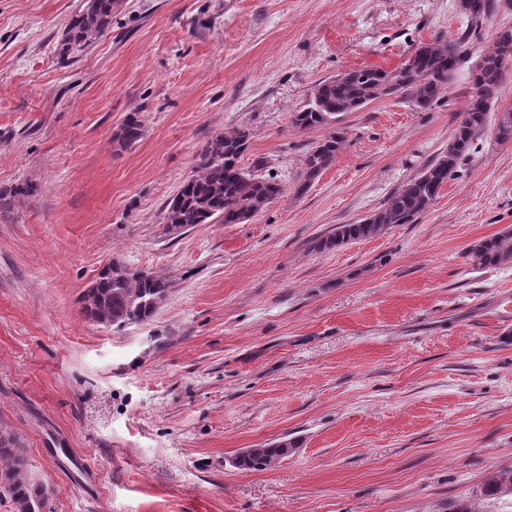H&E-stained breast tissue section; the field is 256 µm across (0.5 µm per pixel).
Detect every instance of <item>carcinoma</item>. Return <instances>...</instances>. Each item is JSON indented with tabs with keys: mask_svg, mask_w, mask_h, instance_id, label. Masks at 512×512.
<instances>
[{
	"mask_svg": "<svg viewBox=\"0 0 512 512\" xmlns=\"http://www.w3.org/2000/svg\"><path fill=\"white\" fill-rule=\"evenodd\" d=\"M122 0H84L83 8L68 24L56 50L65 60L82 52L104 36L112 15ZM475 8L468 13L470 27L459 40L444 43H422L411 50L396 68L370 67L353 69L320 81L302 106L291 113V124L300 131L330 127L336 118L356 112L378 99L402 94L418 110L426 111L448 89L461 55L474 48L473 38L494 9V0H473ZM512 67V28H504L493 44L483 50L480 63L473 70L474 83L481 91L477 100L468 99L460 119L448 140V147L439 157L425 165L386 202L368 217L352 224H338L320 238L319 251L335 249L352 240L368 238L392 224H413L438 197L440 188L455 175L468 157L474 140L488 126L492 104L498 100L501 85ZM145 134L139 113L129 112L113 134L121 148L140 141ZM495 138L512 141V110L502 115ZM249 131L236 128L214 136L200 156L197 171L185 180L176 195L167 203L165 230L180 228L186 232L200 224H239L242 218L265 210L285 191L274 174H253L242 169L239 161L248 150ZM343 132H332L319 140L306 153L298 185L302 191L329 167L342 149ZM466 257L480 268H492L512 259V231L480 240L469 246ZM167 279L149 270H132L114 261L100 270L94 281L89 304L83 306L85 316L104 328L117 331L149 321L159 303L167 297ZM295 442L281 439L259 448H250L236 457L237 468L262 470L288 456ZM0 458L7 466L0 470V492L8 494L15 512H46L48 492L29 474L24 448L19 439L0 431ZM512 484V468L493 472L483 487L489 499L502 496L503 488Z\"/></svg>",
	"mask_w": 512,
	"mask_h": 512,
	"instance_id": "obj_1",
	"label": "carcinoma"
}]
</instances>
